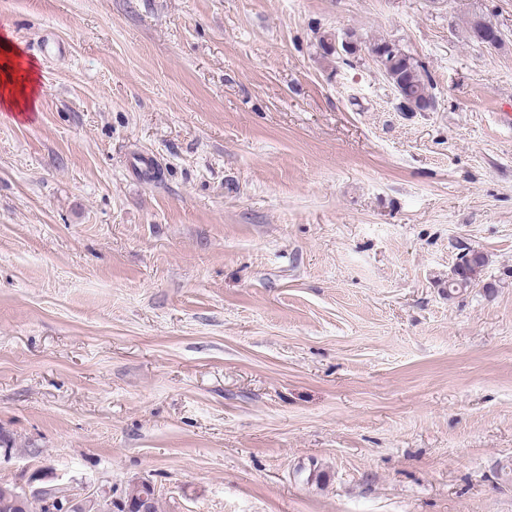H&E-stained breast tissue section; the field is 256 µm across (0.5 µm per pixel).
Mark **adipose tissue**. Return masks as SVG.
<instances>
[{"mask_svg": "<svg viewBox=\"0 0 512 512\" xmlns=\"http://www.w3.org/2000/svg\"><path fill=\"white\" fill-rule=\"evenodd\" d=\"M39 73L34 60L11 39L0 34V109L27 115L37 111Z\"/></svg>", "mask_w": 512, "mask_h": 512, "instance_id": "ef3b65f1", "label": "adipose tissue"}]
</instances>
